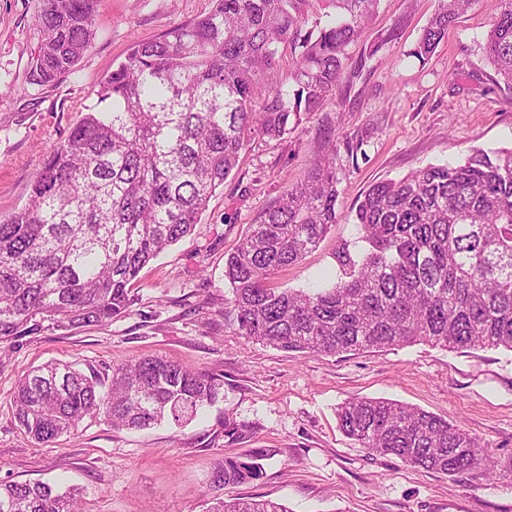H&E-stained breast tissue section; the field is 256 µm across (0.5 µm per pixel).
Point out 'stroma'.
Listing matches in <instances>:
<instances>
[{
	"mask_svg": "<svg viewBox=\"0 0 512 512\" xmlns=\"http://www.w3.org/2000/svg\"><path fill=\"white\" fill-rule=\"evenodd\" d=\"M41 0H0V217L25 203L45 156L86 109L132 44L158 39L209 12L212 0H100L90 46L49 86L28 73L41 33ZM438 0H381L349 48L352 76L322 111L278 140L253 143L209 202L193 233L139 273L130 305L103 325L39 323L0 357V483L37 480L81 491L83 512H205L214 463L272 448L258 480L235 495L289 512H512V478L443 475L370 453L338 428L351 397L387 398L460 425L496 455L512 454V351H448L425 343L333 356L285 352L247 341L224 318V261L280 196L304 179L324 135L336 140L341 219L317 249L279 271L278 288L308 289L336 276L337 246L359 249L355 206L370 185L471 149L512 148V90L498 86L482 44L500 0H474L428 60L412 50ZM401 37L369 48L395 22ZM163 357L224 377L219 401L195 419L141 431L103 421L41 447L12 411L18 381L49 361L100 377L113 364ZM255 436L230 443L224 418Z\"/></svg>",
	"mask_w": 512,
	"mask_h": 512,
	"instance_id": "stroma-1",
	"label": "stroma"
}]
</instances>
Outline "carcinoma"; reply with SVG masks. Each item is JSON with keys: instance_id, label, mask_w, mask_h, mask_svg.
<instances>
[{"instance_id": "carcinoma-1", "label": "carcinoma", "mask_w": 512, "mask_h": 512, "mask_svg": "<svg viewBox=\"0 0 512 512\" xmlns=\"http://www.w3.org/2000/svg\"><path fill=\"white\" fill-rule=\"evenodd\" d=\"M214 0L207 14L131 46L100 82L102 111L87 109L43 161L25 205L0 219V344L36 320L104 323L123 314L140 270L191 233L216 191L256 140L279 139L300 114L342 90L347 48L379 0ZM482 50L512 88V0H500ZM99 0H43L30 83L57 81L93 35ZM472 0H438L413 56L425 60ZM291 55L288 77L281 61ZM336 143L307 180L252 224L225 261L226 315L248 341L336 355L416 342L453 351H512V149L475 148L463 162L430 165L372 185L355 219L363 249L335 252L328 288H273L271 276L318 247L336 211ZM224 381L163 358L112 367L104 382L70 363L47 362L20 382L12 408L35 444L76 435L86 421L141 430L190 419ZM340 430L372 453L444 475H512L475 436L422 409L350 397ZM224 418L230 442L251 438ZM266 448L226 456L220 491L256 480ZM80 492L44 481L0 483V512H80ZM208 512H289L271 501L215 497Z\"/></svg>"}]
</instances>
